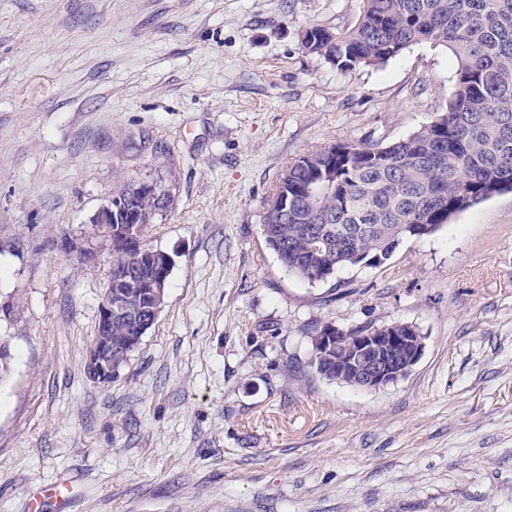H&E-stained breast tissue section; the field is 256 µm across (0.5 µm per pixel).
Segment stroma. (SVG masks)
Here are the masks:
<instances>
[{"instance_id":"obj_1","label":"stroma","mask_w":512,"mask_h":512,"mask_svg":"<svg viewBox=\"0 0 512 512\" xmlns=\"http://www.w3.org/2000/svg\"><path fill=\"white\" fill-rule=\"evenodd\" d=\"M361 6L0 0V512H512V192L315 284L264 239L290 163L403 138L453 88L427 43L347 73L303 51ZM134 179L171 193L144 241L174 266L100 384L91 219ZM398 320L425 344L398 382L309 368L315 323Z\"/></svg>"}]
</instances>
